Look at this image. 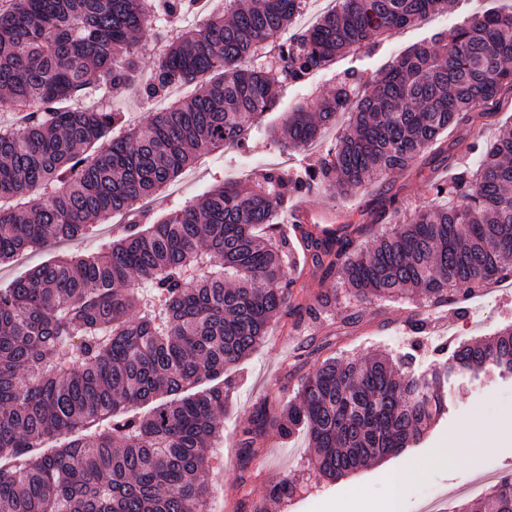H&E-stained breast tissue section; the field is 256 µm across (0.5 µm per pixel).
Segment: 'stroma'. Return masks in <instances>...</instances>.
<instances>
[{"label":"stroma","mask_w":512,"mask_h":512,"mask_svg":"<svg viewBox=\"0 0 512 512\" xmlns=\"http://www.w3.org/2000/svg\"><path fill=\"white\" fill-rule=\"evenodd\" d=\"M494 2L457 0L447 13L411 26L374 49L341 57L304 82L283 86L275 109L252 127L247 147L201 153L192 167L157 196L148 209L151 221L219 183L246 182L263 169L294 170L314 164L347 127L348 114L338 115L334 125L301 150L284 148L271 134V126L297 105L315 107L349 72H357L366 82L376 80L412 45ZM471 138V126H456L444 133L439 150L419 160L418 173L395 174L344 197L315 190L305 200L322 227L335 230L345 224L371 225V233L358 239L360 246H367L375 233L393 221L386 210L389 199H398L410 211L432 204L434 194L424 173L431 171L445 180L452 170L477 167L478 156L464 150ZM351 311L345 298L316 321L308 319L303 308L286 311L269 324L266 339L255 353L227 371L234 390L224 413V437L210 450L211 512H448L450 502L459 497L460 485L480 479L487 461H495L500 474L512 473V441L496 439L494 434L501 423L512 420L510 378H458L450 387L447 414L417 447L335 481L315 476L309 466L307 442L300 433L284 437L275 429L264 430L255 439L254 456L241 458L238 432L243 423L262 402L284 403L294 396L313 370L304 360L307 353L329 343L345 358L377 350L395 355L412 350L420 363H429L443 345L484 337L511 324L512 281L462 301L459 308L433 314L421 333L411 326V303L387 301L368 305L364 320L349 334H339L342 319ZM406 471L413 478L400 497H393L391 479ZM285 478L295 484V493L280 501L269 499L268 487Z\"/></svg>","instance_id":"35a3bbf8"}]
</instances>
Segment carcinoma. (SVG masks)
Here are the masks:
<instances>
[{
    "mask_svg": "<svg viewBox=\"0 0 512 512\" xmlns=\"http://www.w3.org/2000/svg\"><path fill=\"white\" fill-rule=\"evenodd\" d=\"M302 0H224L200 27L165 46L148 78L137 34L192 11L193 0H11L0 9V265L76 242L94 222L131 216L171 185L199 151L245 143L279 88L336 57L371 49L448 0H336L295 35L280 71L248 62L278 42ZM349 74L311 111L296 108L281 136L294 149L347 112L353 130L303 171L269 169L254 185L223 183L154 224H134L100 252L55 258L0 287V512H205L206 448L224 431L233 386L224 372L251 356L296 299L295 246L311 274H335L358 304L422 297L454 304L512 273V132L466 148L474 169L360 248L300 218L296 242L275 235L288 200L313 189L352 194L415 168L457 125L512 97V9L464 19L390 64L355 95ZM146 100L177 85L192 93L124 128L112 94ZM89 96L92 106L68 102ZM331 288L306 307L317 319ZM411 354L327 357L296 398L241 431L303 432L319 477L336 480L418 443L448 410L464 373L512 374V325L452 347L426 368ZM65 442L49 451L47 440ZM480 512H512V474L488 488Z\"/></svg>",
    "mask_w": 512,
    "mask_h": 512,
    "instance_id": "obj_1",
    "label": "carcinoma"
}]
</instances>
